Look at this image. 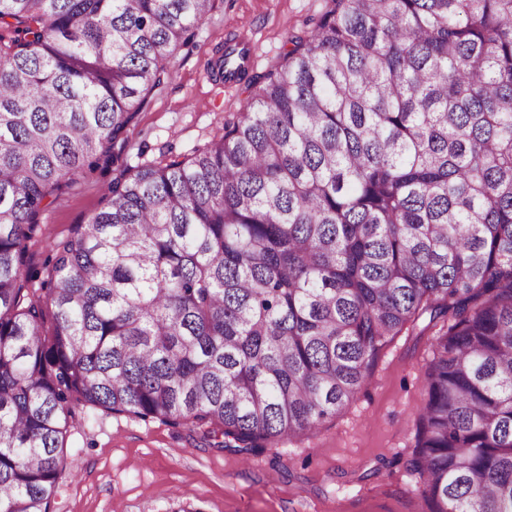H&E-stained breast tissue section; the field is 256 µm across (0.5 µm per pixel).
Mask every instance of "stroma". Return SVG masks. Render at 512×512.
Here are the masks:
<instances>
[{
  "instance_id": "obj_1",
  "label": "stroma",
  "mask_w": 512,
  "mask_h": 512,
  "mask_svg": "<svg viewBox=\"0 0 512 512\" xmlns=\"http://www.w3.org/2000/svg\"><path fill=\"white\" fill-rule=\"evenodd\" d=\"M327 0H225L180 48L170 77L137 113L113 162L75 177L39 217L29 244L30 287H40L52 253L102 205V189L123 168L191 155L223 132L239 112L241 85L224 89L207 65L225 40L254 45L252 74L266 73L302 35ZM428 318L394 336L381 351L369 383L311 434L261 449L253 465L240 453L210 447L187 427L75 405L68 444L74 478L59 485L55 512H428L414 492L406 461L416 444L425 368L435 334Z\"/></svg>"
}]
</instances>
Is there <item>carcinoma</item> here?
Segmentation results:
<instances>
[{
	"label": "carcinoma",
	"instance_id": "1",
	"mask_svg": "<svg viewBox=\"0 0 512 512\" xmlns=\"http://www.w3.org/2000/svg\"><path fill=\"white\" fill-rule=\"evenodd\" d=\"M218 2L0 0V512H54L76 402L257 452L426 312L408 470L430 512H512V0H328L239 70L220 137L120 172L27 288L40 213Z\"/></svg>",
	"mask_w": 512,
	"mask_h": 512
}]
</instances>
